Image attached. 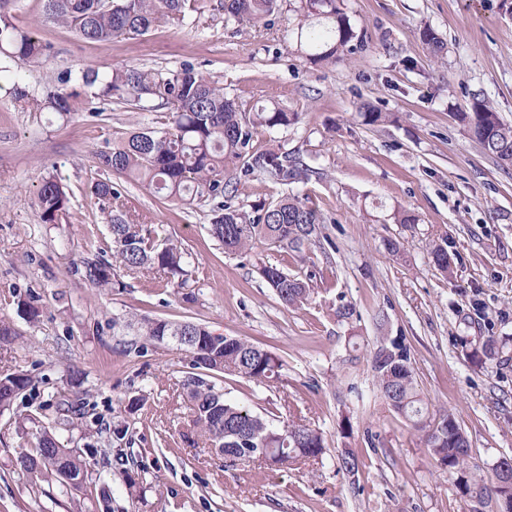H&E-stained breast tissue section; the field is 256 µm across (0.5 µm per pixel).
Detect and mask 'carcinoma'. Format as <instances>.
<instances>
[{"label": "carcinoma", "mask_w": 512, "mask_h": 512, "mask_svg": "<svg viewBox=\"0 0 512 512\" xmlns=\"http://www.w3.org/2000/svg\"><path fill=\"white\" fill-rule=\"evenodd\" d=\"M17 0H0V90L11 85L15 101L31 112H53L68 117L88 110L94 101L134 110L166 112L163 126L133 132L97 155L106 177L94 182L91 194L112 233V261L101 259L84 265L83 277L98 288L114 287L116 269L131 273L162 272L185 285L187 253L173 242L158 245L149 230L131 220L122 193L112 177L141 184L159 197L188 207L211 204L210 235L230 253L251 250L265 243L295 253L315 243L324 223L308 201L289 195L263 200L249 206L238 202V185L264 179L286 184L320 176L300 156L282 146L257 151L252 146V129L287 128L298 122L296 112L274 105L246 111L224 86L204 75L194 65L138 68L135 66L86 67L53 74L52 87L38 95L23 86L24 68L44 64L53 57L52 46L39 36L43 20L70 29L91 42L119 37L136 38L167 23L176 27L192 24L201 17L206 0H43V17L26 24L16 21ZM283 9V0H217V10L226 18L246 19L267 25L268 18ZM288 10L298 22L286 30L294 51L313 66L334 65L365 46V35L356 30L336 0H288ZM367 124H380L385 113L367 103L359 108ZM473 139L502 167H512V124L504 121L483 101L463 114ZM38 211L45 224H57L70 208L63 185L54 178L44 180L38 193ZM434 266L446 275L453 272L454 254L448 244L431 250ZM261 275L287 306L299 308L309 299L311 288L299 277L273 264ZM139 339L130 343L138 350L180 336L193 354L192 372L183 380L193 422L207 435L211 445L224 448V455L246 462L260 449L267 450L272 466L300 467L326 452L322 434L292 418L281 421L227 401L214 376H234L258 384L278 378L282 361L241 337L220 336L200 323H175L144 317L128 322ZM375 383L385 403L401 414L415 430L423 433L428 452L436 465L457 475L460 493L484 507L491 502L500 512H512V487L500 479L487 484L470 468V443L460 432L448 429L453 413L431 412L418 389L410 366L409 352L393 339L376 348L371 359ZM33 388L32 379L15 372L0 377V412ZM33 419L19 415L16 431L27 437L18 452V462L32 482L55 484L61 489H78L89 479L86 462L59 437L69 420L57 417L33 430Z\"/></svg>", "instance_id": "cac0c4a2"}]
</instances>
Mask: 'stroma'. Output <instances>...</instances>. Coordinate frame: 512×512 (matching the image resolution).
<instances>
[{
    "label": "stroma",
    "mask_w": 512,
    "mask_h": 512,
    "mask_svg": "<svg viewBox=\"0 0 512 512\" xmlns=\"http://www.w3.org/2000/svg\"><path fill=\"white\" fill-rule=\"evenodd\" d=\"M364 30L362 50L314 67L284 37L293 14L268 25L204 15L198 25H159L142 38L77 40L46 24L56 70L85 65L175 67L188 62L223 83L246 108L271 104L299 113L287 128H257L259 150L285 146L317 177L288 185L252 180L239 188L251 204L306 198L322 214L323 237L304 253L256 245L225 252L209 232V207L186 209L120 181L132 213L157 241L189 255L183 289L163 273L119 272L102 290L83 277L84 259L112 253L110 229L89 190L99 151L130 131L154 127L163 112L107 105L61 119L23 110L0 91V375L28 374L35 390L0 414V512H473L455 476L437 468L420 434L380 397L371 357L403 340L431 411L450 410L471 444L472 460L493 482L498 460L512 459V169H501L462 119L475 101L512 123V0H337ZM434 29L447 49L433 56L420 38ZM387 113L364 124L361 104ZM53 177L71 208L45 224L36 205ZM415 227L393 223L394 207ZM447 239L453 276L431 259ZM401 243L400 256L385 248ZM274 264L309 281L304 307L284 305L261 277ZM38 306V323L17 309ZM342 308L350 317H339ZM206 325L239 336L283 362L278 382L216 377L226 399L281 418L298 416L322 433V459L298 469L254 461L233 464L192 421L182 381L191 354L171 343L129 350L128 317ZM496 354L475 359L487 340ZM81 371V386L70 382ZM94 411L62 432L92 476L81 490L35 486L17 461L26 439L16 414L55 418L61 399ZM357 472L340 469L345 452Z\"/></svg>",
    "instance_id": "obj_1"
}]
</instances>
